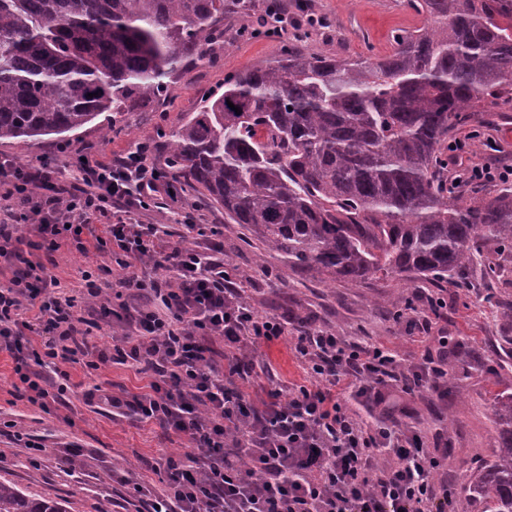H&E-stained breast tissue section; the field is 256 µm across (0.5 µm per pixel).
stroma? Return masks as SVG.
<instances>
[{"instance_id":"obj_1","label":"stroma","mask_w":512,"mask_h":512,"mask_svg":"<svg viewBox=\"0 0 512 512\" xmlns=\"http://www.w3.org/2000/svg\"><path fill=\"white\" fill-rule=\"evenodd\" d=\"M325 13L328 27L311 32L302 49L314 55L341 58L359 54L388 55L392 36L399 30L422 27L425 16L405 0H314ZM279 37L252 38L227 27L223 40L214 42L203 60L183 62L167 80L164 91L147 106L127 112L103 113L69 137L46 136L32 143L0 140V157L33 167L48 154L63 167L59 183H68L71 154L89 153L106 159L150 139L157 145L155 159L167 163L168 137L186 117L201 111L223 93L227 74L269 64L281 55ZM457 139L468 140V158L476 164H512V109L479 112L463 124ZM176 199L163 198L147 211L146 223L164 225L170 245L188 243L187 216L217 225L224 246V267L232 281L260 315L274 317L291 329L318 328L336 332L348 341L390 350L402 369L419 368L447 360V373L424 379L410 391L401 382L388 381L382 391L387 406L361 409L367 421L392 408L401 424L420 432L429 450L447 455V467L434 474L435 483H448L459 506L473 495V483L497 453V433L491 409L496 398L512 395V354L495 345L504 324L497 306L512 304V258L501 257L500 275L491 281L473 274L437 286L427 282L404 289L400 276L381 281L347 284L323 281L321 276L291 267L283 256L247 239L238 225L224 221V210L206 196L179 183ZM56 273L63 285L85 294L89 272L103 293L86 317L99 322L102 334L92 343L111 348L120 334L119 315L133 308L129 295L115 296L108 286L117 264L111 253L81 255L69 246L53 252ZM407 293L416 312L428 315V326L395 320L392 300ZM293 337L258 342L238 351L242 366L251 368L255 383L280 388L300 385L308 376L296 357ZM14 361L0 352V481L46 499H61L68 512H141L144 494H164L168 478L154 470L161 455L193 452L187 437L158 422L141 423L113 417L110 408L91 403L94 386L111 388L115 395L143 391L149 378L134 368L108 363L87 369L84 362H67L69 375L63 403L41 407L14 387ZM45 447L37 455L34 444Z\"/></svg>"}]
</instances>
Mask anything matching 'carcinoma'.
<instances>
[{"label": "carcinoma", "instance_id": "cac0c4a2", "mask_svg": "<svg viewBox=\"0 0 512 512\" xmlns=\"http://www.w3.org/2000/svg\"><path fill=\"white\" fill-rule=\"evenodd\" d=\"M255 0H0V140L63 136L126 112L203 57L216 24L245 33ZM427 24L380 59L306 54L327 19L308 10L283 57L224 79L170 133L169 174L224 207L288 265L359 283L436 285L512 247V187L462 196L450 134L479 104L512 102V0H406ZM237 106L241 114L228 107ZM496 460L480 512H512V396L496 399ZM0 512H68L0 481Z\"/></svg>", "mask_w": 512, "mask_h": 512}]
</instances>
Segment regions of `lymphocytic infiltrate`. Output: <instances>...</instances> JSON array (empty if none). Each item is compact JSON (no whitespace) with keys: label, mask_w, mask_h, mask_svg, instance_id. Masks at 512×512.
Segmentation results:
<instances>
[{"label":"lymphocytic infiltrate","mask_w":512,"mask_h":512,"mask_svg":"<svg viewBox=\"0 0 512 512\" xmlns=\"http://www.w3.org/2000/svg\"><path fill=\"white\" fill-rule=\"evenodd\" d=\"M75 170V182L59 187L51 162L33 170L0 159V257L21 263L0 284V351L14 360L17 389L43 407L67 390L62 383L49 392L43 367L78 354L93 370L116 361L152 371L143 393L116 396L98 386L87 394L113 415L161 421L198 447L160 457L169 492L146 499L144 512H456L451 491L433 481L443 461L418 432L384 422L366 427L344 404L348 395L380 401L395 370L392 355L351 346L332 331L305 330L294 349L311 385L288 394L267 388L253 404L215 369L205 340L219 336L225 349L238 350L288 329L260 316L233 285L215 228L189 224L192 244L172 247L163 225L143 223L159 196H177L158 169L154 143L138 142L109 160L86 157ZM111 205L115 223H101ZM30 234L51 251L111 247L121 270L116 286L149 291L151 305L127 315L111 349L90 348L75 297L58 296L52 269L26 258ZM147 260L165 277L138 279L133 269ZM382 451L396 464H380Z\"/></svg>","instance_id":"f902f5d3"}]
</instances>
